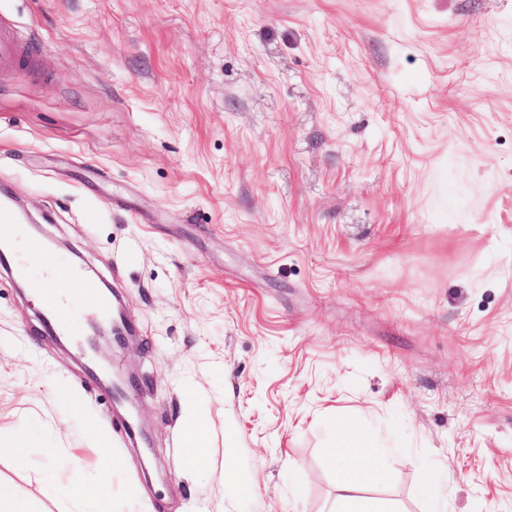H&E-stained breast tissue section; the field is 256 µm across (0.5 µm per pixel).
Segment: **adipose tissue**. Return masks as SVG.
<instances>
[{
  "label": "adipose tissue",
  "instance_id": "adipose-tissue-1",
  "mask_svg": "<svg viewBox=\"0 0 512 512\" xmlns=\"http://www.w3.org/2000/svg\"><path fill=\"white\" fill-rule=\"evenodd\" d=\"M330 454L338 460V512H382L376 504L363 501L358 496L362 487L378 485L388 479L367 436L356 425H347Z\"/></svg>",
  "mask_w": 512,
  "mask_h": 512
}]
</instances>
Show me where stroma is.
<instances>
[{"label": "stroma", "instance_id": "stroma-1", "mask_svg": "<svg viewBox=\"0 0 512 512\" xmlns=\"http://www.w3.org/2000/svg\"><path fill=\"white\" fill-rule=\"evenodd\" d=\"M0 188L118 290L142 452L0 268V480L33 512H512V0H0ZM209 457L184 471L186 395ZM81 412L66 415L71 399ZM97 430L110 436L99 448ZM245 484L249 493L236 494ZM28 44L17 30L1 25L0 20V71L20 65L27 57ZM330 455L338 459L339 509L336 511L386 512L357 496L362 487L382 484L388 479L386 470L376 461L374 448L367 436L356 425H347L338 438L336 448H331ZM25 438L26 434L23 430H17L13 441L9 445L0 447V457H8L12 460L14 465L20 469H29L32 467V462L28 458L25 451ZM64 493L79 507L73 512H112V498L102 493L97 485L87 486L81 483L69 484Z\"/></svg>", "mask_w": 512, "mask_h": 512}]
</instances>
